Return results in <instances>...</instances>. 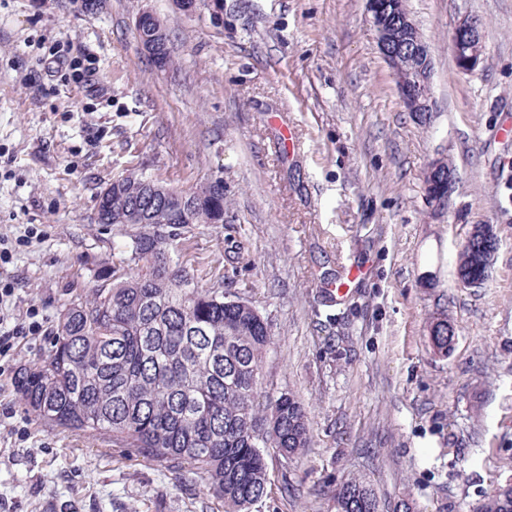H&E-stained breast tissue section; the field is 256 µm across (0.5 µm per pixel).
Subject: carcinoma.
Segmentation results:
<instances>
[{"instance_id":"cac0c4a2","label":"carcinoma","mask_w":512,"mask_h":512,"mask_svg":"<svg viewBox=\"0 0 512 512\" xmlns=\"http://www.w3.org/2000/svg\"><path fill=\"white\" fill-rule=\"evenodd\" d=\"M163 184L135 170L112 181L98 223L124 216L139 225L125 245L135 273L104 270L94 298L63 314L42 359L18 372L25 409L64 430L99 434L131 456L187 464L224 512H252L268 493L265 449L283 458L308 442L295 398L261 391L271 327L224 280L204 284L179 262ZM188 223H224V190L201 181L185 193ZM476 224L456 260L457 276L484 280L492 259ZM451 323L433 320L434 348L446 355ZM336 512H381L373 490L351 478L330 491ZM481 512H512L500 486Z\"/></svg>"}]
</instances>
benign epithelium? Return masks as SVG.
Segmentation results:
<instances>
[{
	"mask_svg": "<svg viewBox=\"0 0 512 512\" xmlns=\"http://www.w3.org/2000/svg\"><path fill=\"white\" fill-rule=\"evenodd\" d=\"M385 9L383 0H367V12L370 15L377 43L381 46L384 59L392 73H399V58L407 53L412 52L422 60L413 77L397 79L403 105L410 112L430 113L434 111V104L431 93L432 62L429 47L408 15L402 17L401 33L390 32L384 24L380 23L381 14ZM135 27L136 31L142 33V49L148 56H156L166 40V32L161 22L151 12L144 11L137 17ZM451 46L458 69L467 74L475 71L481 55L478 21L473 19L462 21L452 34ZM454 188L455 176L450 174L446 187L426 194L432 210L440 213L448 211Z\"/></svg>",
	"mask_w": 512,
	"mask_h": 512,
	"instance_id": "obj_1",
	"label": "benign epithelium"
}]
</instances>
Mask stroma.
<instances>
[{
    "label": "stroma",
    "mask_w": 512,
    "mask_h": 512,
    "mask_svg": "<svg viewBox=\"0 0 512 512\" xmlns=\"http://www.w3.org/2000/svg\"><path fill=\"white\" fill-rule=\"evenodd\" d=\"M407 6L433 60L424 117L405 110L365 0H247L220 27L205 0L191 16L172 0H0V316L42 320L0 375V512H224L187 468L45 425L15 387L99 272L126 268L131 226L95 213L133 165L181 191L224 179L223 223L184 225L182 262L268 319L262 390L294 395L310 437L291 459L267 453L259 512H336L330 491L352 477L383 512H472L512 482V0ZM145 10L175 67L142 50ZM465 16L485 48L471 74L451 49ZM442 155L457 182L438 215L423 174ZM476 224L498 250L484 284L462 288L455 259ZM347 263L348 296L323 299ZM441 315L446 355L428 333Z\"/></svg>",
    "instance_id": "35a3bbf8"
}]
</instances>
